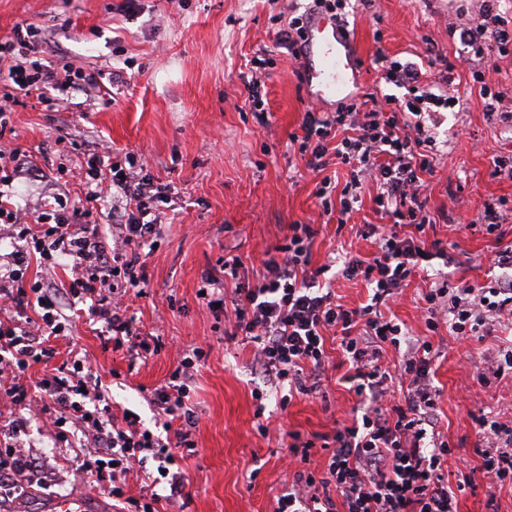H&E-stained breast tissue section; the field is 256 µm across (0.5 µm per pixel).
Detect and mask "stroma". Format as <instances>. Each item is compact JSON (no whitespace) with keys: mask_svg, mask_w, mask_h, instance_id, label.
Masks as SVG:
<instances>
[{"mask_svg":"<svg viewBox=\"0 0 512 512\" xmlns=\"http://www.w3.org/2000/svg\"><path fill=\"white\" fill-rule=\"evenodd\" d=\"M122 2L0 0V36L32 23L51 31L58 56L87 72L111 69L113 59L121 57L130 60L132 73L129 84L109 99L94 89L83 105L58 112L27 100L0 131V144L19 145L52 160L62 152L76 158L77 146L91 142L115 150L132 147L142 154L150 175L175 188L173 208L145 258L146 294L127 300L138 327L159 336L161 353L128 373L125 355L103 350L98 329L84 315L58 338L57 357L66 359L72 343L86 350L114 412L132 410L150 426L155 421L151 390L168 380L185 353L203 348L207 356L191 385L198 452L182 462L189 477L184 496L163 512H273L285 480L284 432H330L334 420L347 419L355 404L340 381L339 341H327L331 367L319 393L296 396L285 410L276 394L257 404L253 346L226 336L224 320L201 305L202 275L226 247L235 249L245 265H258L283 242L289 225L310 221L317 229L313 265L348 254L365 259L375 244L363 230L381 218L368 190L345 226L320 218L316 180L304 170L292 141L312 104L311 89L295 74L298 62L278 49L276 33L306 12L308 0H280L274 8L267 0H181L176 8L168 0H139V11L130 13L120 11ZM480 4L348 0V32L362 63L380 51L419 62L441 54L465 76L469 57L449 25L458 8L474 15ZM261 53L275 61L260 87L267 109L262 120L245 103L248 62ZM461 94L460 107L431 113L427 120L437 139L434 172L425 178L428 207L436 218L429 237L448 246V260L436 262L435 272L476 286L498 275L490 265L498 249L495 239L471 222L485 200L500 197L512 203V180L490 175L493 157L512 152V126L487 123L478 91L465 87ZM63 134L69 139L64 146L56 142ZM430 283L423 273L411 277L392 311L411 336L430 337L436 352L433 371L443 392L437 430L454 448L449 469L463 461L475 467L476 449L488 445L477 432V418L489 412L512 418V379L487 387L476 368L512 344V323L503 322L490 336H429L421 306ZM260 406L265 409L261 417L256 414ZM260 423L268 425L267 435L257 432ZM28 438L68 482L0 498V512H53L55 503L66 498L82 502L84 512H113L106 494L74 479L76 449L58 444L37 422L31 423ZM457 499L459 512H512V487L491 485L480 474Z\"/></svg>","mask_w":512,"mask_h":512,"instance_id":"stroma-1","label":"stroma"}]
</instances>
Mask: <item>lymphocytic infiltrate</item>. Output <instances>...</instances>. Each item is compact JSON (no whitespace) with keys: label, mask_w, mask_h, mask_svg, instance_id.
<instances>
[{"label":"lymphocytic infiltrate","mask_w":512,"mask_h":512,"mask_svg":"<svg viewBox=\"0 0 512 512\" xmlns=\"http://www.w3.org/2000/svg\"><path fill=\"white\" fill-rule=\"evenodd\" d=\"M342 7V0H311L308 15L278 30L279 44L301 59L310 16L332 15ZM459 39L479 64L471 78L488 119L512 125L508 94L490 79L500 61L512 57V29L496 0H482L479 22L461 23ZM48 41V33L33 24L0 38V129L7 127L19 97L37 95L46 110L55 112L63 95L96 86L94 74L83 67L43 58ZM375 65L380 80L408 90V98L398 104L392 96L368 93L333 112L309 108L298 148L305 169L319 177L314 195L320 215H336L338 224H345L372 187L376 212L394 224L379 234L372 258H349L340 270L342 277L366 284L367 303L347 307L323 283L328 268L311 265L315 230L309 224L290 225L284 244L261 259L257 276L249 275L239 255L227 252L202 278L206 309L219 317L223 305H231L235 332L254 344L264 381L252 392L256 401H263L268 385L283 389L284 409L292 394L319 391L326 337H341L349 363L343 379L358 405L351 421L337 423L332 433L305 437L289 432L292 479L285 482L274 512H458L454 490L470 482L465 472L452 481L444 470L452 448L434 430L441 391L434 383L431 343H407L403 323L382 312L410 276L446 256L440 241L427 237L434 219L424 176L433 169L434 138L423 118L460 103V93L453 90L456 67L444 56L430 77L405 58L380 55ZM339 165L348 170L341 186L329 174ZM36 175L29 151L0 145V236L16 241L10 253L0 254V403L15 411L6 427L16 435L28 418L41 419L60 441L87 446L78 471L90 485L135 512H159L160 503H174L183 493L186 475L176 470L177 460L197 452L190 392L205 351L194 348L168 381L154 388L151 402L164 429L159 435L148 433L137 417L115 415L88 360L76 354L56 362L51 340L69 322L59 305L64 298L72 305L88 303L90 315L103 325V347L126 351L130 365L159 353L158 337L136 327L124 298L148 285L142 253L155 243L172 187L149 176L141 154L129 148L113 158L84 150L47 198L31 208L15 203L7 186L31 182ZM73 181L84 192L76 202L70 196ZM35 256L48 267L66 263L68 281L28 279ZM492 263L505 269L503 278L477 288L442 279L429 288L423 296L428 331L445 324L463 337L493 332L501 320L512 319V246L497 251ZM229 281L234 284L230 291L225 288ZM389 347L399 353L391 370L382 365ZM38 364L45 367L42 377L28 380V371ZM477 427L484 437L499 441L477 449L480 471L496 485H512V420L482 416ZM319 448L327 457L316 465L312 458ZM151 460L163 470L165 484H145L138 495L129 494V475ZM59 483L54 467L33 448L0 450V487Z\"/></svg>","instance_id":"f902f5d3"}]
</instances>
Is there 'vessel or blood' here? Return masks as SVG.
<instances>
[{"label": "vessel or blood", "instance_id": "1", "mask_svg": "<svg viewBox=\"0 0 512 512\" xmlns=\"http://www.w3.org/2000/svg\"><path fill=\"white\" fill-rule=\"evenodd\" d=\"M303 59L316 101L347 97L357 52L353 40L339 29L336 21L319 14L313 16L308 24Z\"/></svg>", "mask_w": 512, "mask_h": 512}]
</instances>
